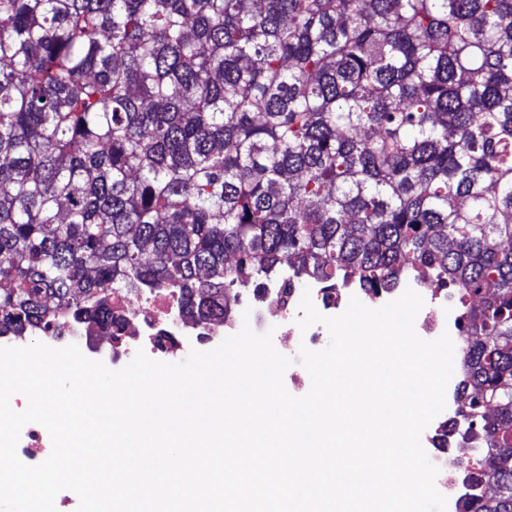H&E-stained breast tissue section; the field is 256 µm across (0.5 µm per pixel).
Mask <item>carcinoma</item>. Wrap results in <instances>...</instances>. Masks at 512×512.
Here are the masks:
<instances>
[{
  "instance_id": "carcinoma-1",
  "label": "carcinoma",
  "mask_w": 512,
  "mask_h": 512,
  "mask_svg": "<svg viewBox=\"0 0 512 512\" xmlns=\"http://www.w3.org/2000/svg\"><path fill=\"white\" fill-rule=\"evenodd\" d=\"M286 268L455 288L461 512H512V0H0V337Z\"/></svg>"
}]
</instances>
